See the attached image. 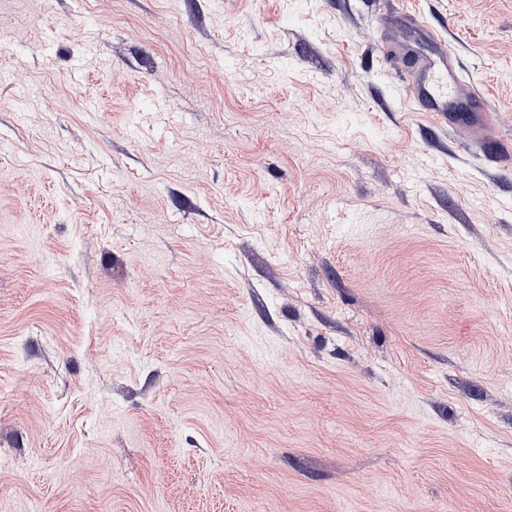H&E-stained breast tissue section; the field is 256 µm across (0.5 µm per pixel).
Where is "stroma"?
<instances>
[{"label":"stroma","instance_id":"obj_1","mask_svg":"<svg viewBox=\"0 0 512 512\" xmlns=\"http://www.w3.org/2000/svg\"><path fill=\"white\" fill-rule=\"evenodd\" d=\"M512 0H0V512H512ZM382 23L411 34L384 47L383 56L403 71L418 111L428 112L438 127L460 131L498 165L510 164L511 144L500 135L493 107L480 91L462 92L464 79L448 42L415 12L385 15Z\"/></svg>","mask_w":512,"mask_h":512}]
</instances>
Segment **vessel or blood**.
<instances>
[{
  "instance_id": "obj_1",
  "label": "vessel or blood",
  "mask_w": 512,
  "mask_h": 512,
  "mask_svg": "<svg viewBox=\"0 0 512 512\" xmlns=\"http://www.w3.org/2000/svg\"><path fill=\"white\" fill-rule=\"evenodd\" d=\"M383 25L406 30L405 38L384 47L383 56L402 71L418 111L434 124L458 131L497 164L512 163V144L503 140L487 96L464 90V79L447 41L417 13L388 14Z\"/></svg>"
}]
</instances>
